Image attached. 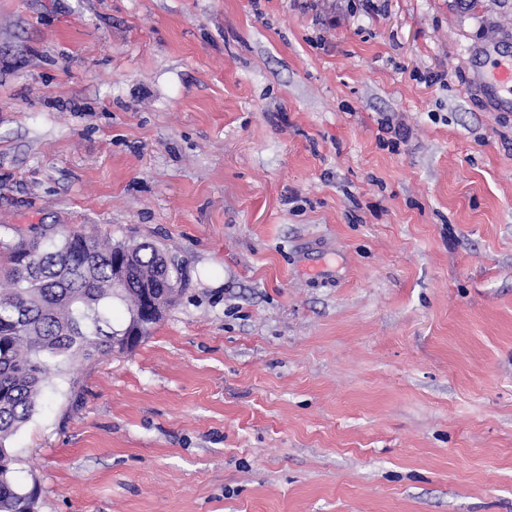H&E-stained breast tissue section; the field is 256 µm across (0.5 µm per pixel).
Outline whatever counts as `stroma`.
Masks as SVG:
<instances>
[{
  "label": "stroma",
  "instance_id": "stroma-1",
  "mask_svg": "<svg viewBox=\"0 0 512 512\" xmlns=\"http://www.w3.org/2000/svg\"><path fill=\"white\" fill-rule=\"evenodd\" d=\"M512 0H0V240L178 256L52 367L34 512H512ZM485 83L496 93L502 92L512 96V57L489 56L484 64Z\"/></svg>",
  "mask_w": 512,
  "mask_h": 512
}]
</instances>
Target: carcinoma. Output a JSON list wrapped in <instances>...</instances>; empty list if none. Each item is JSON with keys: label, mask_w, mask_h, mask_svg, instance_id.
Returning <instances> with one entry per match:
<instances>
[{"label": "carcinoma", "mask_w": 512, "mask_h": 512, "mask_svg": "<svg viewBox=\"0 0 512 512\" xmlns=\"http://www.w3.org/2000/svg\"><path fill=\"white\" fill-rule=\"evenodd\" d=\"M8 287L0 290V512H31L34 492L13 479L7 442L33 415L48 366L90 360L125 350L126 324L152 289L170 306L168 289L181 286L179 260L162 258L147 241L113 245L94 234L65 235L45 226L3 246ZM133 250L127 287L114 285L112 260ZM127 307L125 325L112 321V304Z\"/></svg>", "instance_id": "1"}]
</instances>
